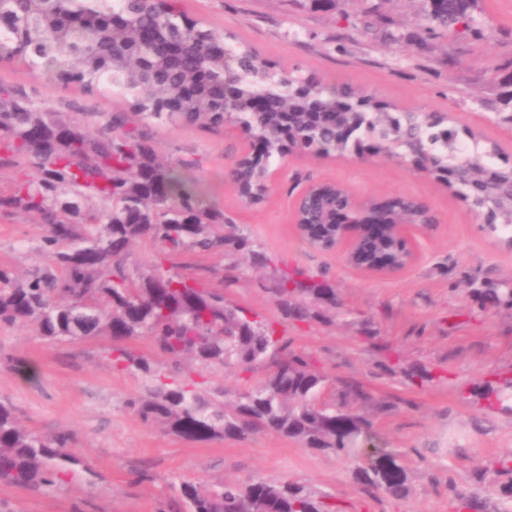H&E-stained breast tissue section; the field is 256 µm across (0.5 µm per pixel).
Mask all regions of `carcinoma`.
Segmentation results:
<instances>
[{
	"mask_svg": "<svg viewBox=\"0 0 512 512\" xmlns=\"http://www.w3.org/2000/svg\"><path fill=\"white\" fill-rule=\"evenodd\" d=\"M480 0H431L432 28L457 36L470 28V11ZM11 18L0 26V59L45 70L86 92L116 86L132 111L157 122L214 126L240 124L251 137L267 140L281 152L279 133L305 131L311 146L341 151L335 128L316 120L325 89L317 82L300 87L285 79L250 45L229 44L224 33L200 22L183 25L181 0H0ZM155 29L160 41L144 49L136 34ZM224 44L229 71L210 52ZM233 92L246 84L268 102L260 116L224 104L225 83ZM344 120L361 127L372 116L368 97L345 90ZM383 140L399 137L432 142L433 165L459 153L456 130L443 123H414L389 112L376 116ZM26 163L30 171L0 195V210L39 213L47 221L41 249L51 266L24 279L0 267V323L32 328L49 342L104 337L111 342L146 336L154 352L169 361L162 368L125 348H111L112 365L135 370L151 382L138 411L192 442L270 432L304 448L334 454L353 466L356 482L372 494L393 500L408 495L407 474L398 455L383 448L358 447L368 421L360 415L326 408L312 399L325 377L309 361L288 353L276 330L224 303L223 291L175 271L174 258L186 251L238 252L244 238L224 235V214L204 203L202 189L173 166L157 162L147 135L128 127L125 113H111L97 134L68 126L55 112L30 107L18 90L0 85V166ZM96 197L104 207L80 211L78 200ZM497 225L512 226V203L481 200ZM144 238L159 253L149 270L134 280L124 260L131 245ZM283 275L277 291L285 317L304 319L308 309L294 301L301 291L311 300L326 288L288 287ZM273 361L264 379L236 400L224 390L203 389L182 374V361L230 365L248 374L269 352ZM69 432L46 438L21 426L13 409L0 402V483L24 490L57 484L72 460ZM183 512H336L308 487L289 481L251 479L203 487L182 483Z\"/></svg>",
	"mask_w": 512,
	"mask_h": 512,
	"instance_id": "obj_1",
	"label": "carcinoma"
}]
</instances>
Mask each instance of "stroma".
<instances>
[{
	"instance_id": "stroma-1",
	"label": "stroma",
	"mask_w": 512,
	"mask_h": 512,
	"mask_svg": "<svg viewBox=\"0 0 512 512\" xmlns=\"http://www.w3.org/2000/svg\"><path fill=\"white\" fill-rule=\"evenodd\" d=\"M182 4L190 19L255 47L280 76L350 85L396 115H447L471 154L512 165V0H484L470 31L453 38L429 30L427 0ZM0 83L93 134L111 113L127 112L159 160L198 181L223 212L225 232L249 247L185 253L181 272L223 289L228 306L273 325L289 353L314 361L326 378L323 400L364 416L377 444L400 456L409 486L402 501L372 496L346 461L273 433L184 440L141 417L135 403L147 382L113 369L105 339L50 343L31 328L0 324V401L28 429L74 436L66 483L37 490L2 483L0 512H172L181 482L252 478L306 485L341 512H512V497L501 492L512 485L503 466L512 459V305L485 294L512 290V249L483 229L469 202L396 144L378 149L374 135L359 131L342 151L295 148L271 158L274 178L248 203L227 176L251 150L242 127L156 123L130 112L119 94L87 93L18 62L0 64ZM319 182L367 198L418 196L438 222L417 234V256L405 270L360 271L307 244L291 222L294 198ZM45 233L40 215L0 212V266L21 276L46 266ZM253 250L266 263L253 264ZM294 270L334 289V303L314 305L302 321L284 318L275 293ZM14 358L26 370L13 368ZM269 368L256 365L246 381L221 364L188 363L183 371L232 400Z\"/></svg>"
}]
</instances>
